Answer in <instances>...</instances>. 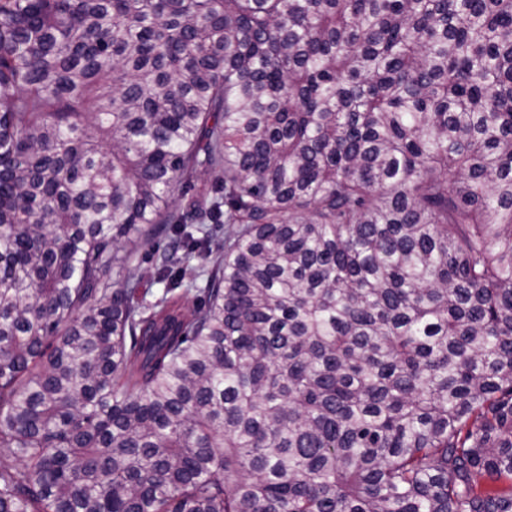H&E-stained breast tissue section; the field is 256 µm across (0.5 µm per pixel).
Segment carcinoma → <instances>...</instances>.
Listing matches in <instances>:
<instances>
[{"label":"carcinoma","instance_id":"obj_1","mask_svg":"<svg viewBox=\"0 0 512 512\" xmlns=\"http://www.w3.org/2000/svg\"><path fill=\"white\" fill-rule=\"evenodd\" d=\"M0 456V512H512V0H0ZM137 267L136 273L142 276V285L140 293L146 294V299L153 301L155 297L163 290V285L158 283L155 278L154 269L148 263H140L137 261L133 263ZM148 271V273H146Z\"/></svg>","mask_w":512,"mask_h":512}]
</instances>
